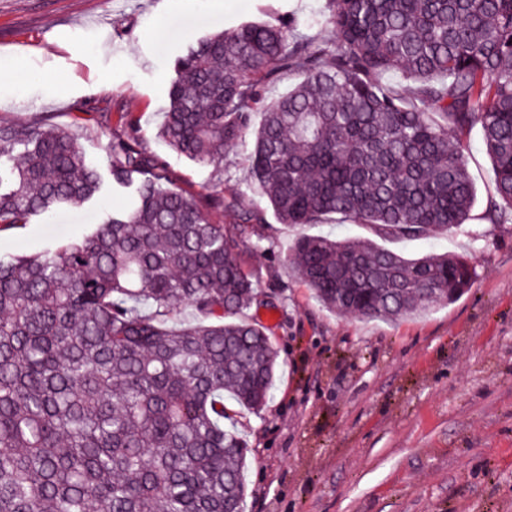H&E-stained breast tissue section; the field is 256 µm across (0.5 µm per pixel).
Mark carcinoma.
I'll return each mask as SVG.
<instances>
[{
    "instance_id": "obj_1",
    "label": "carcinoma",
    "mask_w": 512,
    "mask_h": 512,
    "mask_svg": "<svg viewBox=\"0 0 512 512\" xmlns=\"http://www.w3.org/2000/svg\"><path fill=\"white\" fill-rule=\"evenodd\" d=\"M320 19L330 46L297 36L293 17L190 45L158 137L218 167L254 130L251 183L297 231L295 274L328 311L392 320L429 305L421 289L464 292L476 276L464 255L408 258L385 243L464 229L477 197L464 137L477 125L493 213L512 212V0H327ZM292 68L302 80L266 101V80ZM392 71L408 92L381 89ZM118 123L109 174L131 205L0 259V512H242L247 444L224 427V396L261 409L279 366L243 318L262 290L241 253L265 213L241 204L240 224H223V194L174 187L138 120ZM101 190L73 134L0 121L1 226ZM333 215L374 238L304 232ZM185 308L198 321L171 325Z\"/></svg>"
}]
</instances>
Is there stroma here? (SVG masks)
<instances>
[{"instance_id":"obj_1","label":"stroma","mask_w":512,"mask_h":512,"mask_svg":"<svg viewBox=\"0 0 512 512\" xmlns=\"http://www.w3.org/2000/svg\"><path fill=\"white\" fill-rule=\"evenodd\" d=\"M325 0H0V119L51 117L87 160L108 171L100 132L138 119L148 150L177 182L266 207L249 188L252 135L200 166L156 138L175 63L198 39L241 22L297 18L309 41L332 43L317 19ZM477 201L464 231L402 243L406 256L464 254L477 276L458 299L394 321L327 311L294 274L293 231L267 215L244 266L266 298L247 311L279 354L269 402L225 399L246 439L244 512H512V220L491 221L496 199L480 128L467 135ZM105 205L0 229V258L35 253L90 231Z\"/></svg>"}]
</instances>
